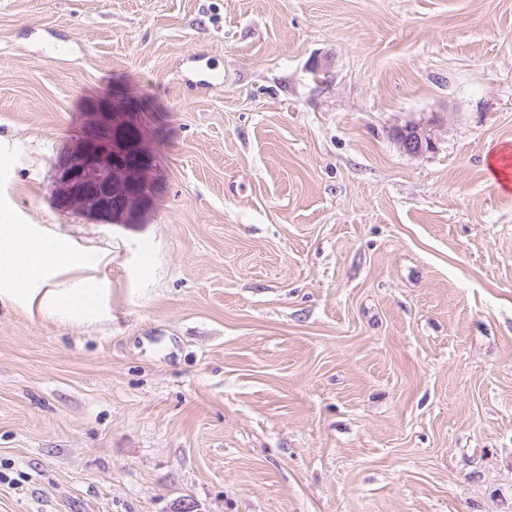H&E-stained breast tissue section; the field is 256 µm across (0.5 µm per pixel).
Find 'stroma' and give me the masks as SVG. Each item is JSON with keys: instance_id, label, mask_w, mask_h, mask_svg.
Listing matches in <instances>:
<instances>
[{"instance_id": "stroma-1", "label": "stroma", "mask_w": 512, "mask_h": 512, "mask_svg": "<svg viewBox=\"0 0 512 512\" xmlns=\"http://www.w3.org/2000/svg\"><path fill=\"white\" fill-rule=\"evenodd\" d=\"M499 146L512 0H0V223L108 290L0 303V512H512ZM437 122L432 117L426 121L407 123L394 128L392 137L402 152L420 155L433 147ZM71 184L78 191L81 205L90 208L112 206V163L99 148L85 160L79 161L71 173Z\"/></svg>"}]
</instances>
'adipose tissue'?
<instances>
[{
	"label": "adipose tissue",
	"instance_id": "adipose-tissue-1",
	"mask_svg": "<svg viewBox=\"0 0 512 512\" xmlns=\"http://www.w3.org/2000/svg\"><path fill=\"white\" fill-rule=\"evenodd\" d=\"M78 259L65 239L35 236L19 224H0V301L19 298L38 301L40 307L70 317L92 319L106 303V291L92 280L80 287L43 291L60 272L77 267Z\"/></svg>",
	"mask_w": 512,
	"mask_h": 512
}]
</instances>
